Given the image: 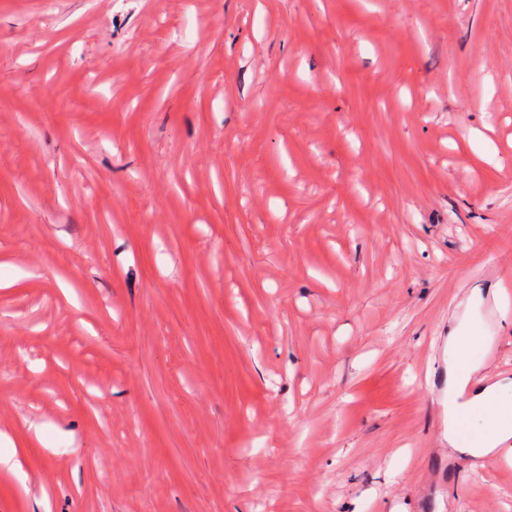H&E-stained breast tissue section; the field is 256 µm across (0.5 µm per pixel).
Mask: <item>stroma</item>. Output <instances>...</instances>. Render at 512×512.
<instances>
[{
  "mask_svg": "<svg viewBox=\"0 0 512 512\" xmlns=\"http://www.w3.org/2000/svg\"><path fill=\"white\" fill-rule=\"evenodd\" d=\"M475 294L512 381V0H0V512H512ZM454 333L448 337V388L446 389L448 399V430L446 431L448 444L460 452L468 453L474 457L487 458L500 443L512 436V426L505 427L501 432H498L496 437L483 448H472L470 444L455 436L452 427L453 413L456 408L463 405L460 399L469 386L472 375L480 369L481 363L473 357L470 349L462 352L455 349L456 336H454ZM459 361H463L466 365H460ZM511 447L512 438L502 444L500 448H503L502 453H505Z\"/></svg>",
  "mask_w": 512,
  "mask_h": 512,
  "instance_id": "35a3bbf8",
  "label": "stroma"
}]
</instances>
